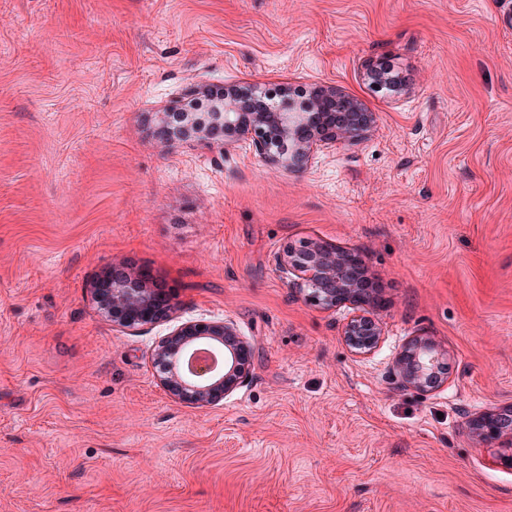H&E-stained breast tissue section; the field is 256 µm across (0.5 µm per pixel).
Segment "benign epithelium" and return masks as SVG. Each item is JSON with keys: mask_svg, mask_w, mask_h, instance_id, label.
Segmentation results:
<instances>
[{"mask_svg": "<svg viewBox=\"0 0 512 512\" xmlns=\"http://www.w3.org/2000/svg\"><path fill=\"white\" fill-rule=\"evenodd\" d=\"M320 98L352 114L360 105L353 98L334 87L323 88ZM210 101L209 111L198 114L182 110L175 102L171 109L180 111V123L174 124L169 113H163L157 128V137L166 143L175 139L195 138L199 141L212 135L215 129L248 142L255 155L280 166L294 170L306 165L319 150L339 142L363 138L374 122L371 112L363 113L366 120L352 125H336L319 117L317 112H302L288 98L277 108L255 112L248 100L254 92L248 90L234 96L210 91L191 90L188 98ZM281 268L293 273V286L312 303L332 308L345 302L362 303L360 279L364 274L361 258L356 254L337 251L311 240L297 245L288 244L278 256ZM100 310L124 327L148 320L167 319L166 311L159 309L153 290L146 287L135 274L126 272L111 275L94 290ZM382 327L369 315L353 316L344 329V339L352 352L367 355L379 346ZM196 347H209L222 353L224 362L218 370L191 372L185 369L186 354ZM252 345L241 339L231 322L198 324L186 322L175 326L159 344L156 361L166 374L165 384L176 394L194 399L199 404H211L243 385L249 376ZM447 353L429 338L416 337L408 342L395 361L394 377L398 387L424 391L432 385L437 366ZM476 436L484 442H496L511 452L512 430L505 429L495 414H484L474 421Z\"/></svg>", "mask_w": 512, "mask_h": 512, "instance_id": "obj_1", "label": "benign epithelium"}]
</instances>
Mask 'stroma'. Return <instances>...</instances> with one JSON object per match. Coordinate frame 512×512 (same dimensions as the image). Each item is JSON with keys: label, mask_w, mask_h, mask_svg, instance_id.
Wrapping results in <instances>:
<instances>
[{"label": "stroma", "mask_w": 512, "mask_h": 512, "mask_svg": "<svg viewBox=\"0 0 512 512\" xmlns=\"http://www.w3.org/2000/svg\"><path fill=\"white\" fill-rule=\"evenodd\" d=\"M330 85L375 123L298 171L154 135L193 87ZM304 239L362 258L374 353L291 288ZM115 268L170 321L100 311ZM224 320L248 381L179 399L158 341ZM416 336L447 352L426 392L391 375ZM510 405L512 0H0V512H512L469 429ZM405 79L395 70L394 65L384 60L380 61L368 73L369 84L378 89V91H393L402 86L405 83Z\"/></svg>", "instance_id": "stroma-1"}]
</instances>
